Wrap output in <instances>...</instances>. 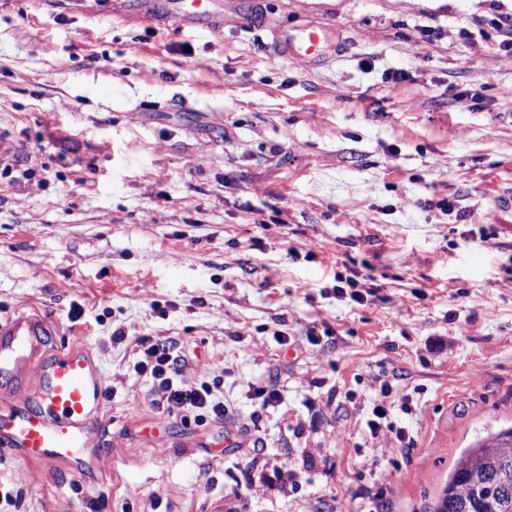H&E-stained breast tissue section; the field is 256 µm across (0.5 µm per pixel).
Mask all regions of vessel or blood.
<instances>
[{
    "label": "vessel or blood",
    "instance_id": "obj_1",
    "mask_svg": "<svg viewBox=\"0 0 512 512\" xmlns=\"http://www.w3.org/2000/svg\"><path fill=\"white\" fill-rule=\"evenodd\" d=\"M136 14L158 27L211 33L223 28L222 0H141ZM271 46L283 59L312 66L336 53L335 26L310 23L297 29L271 27ZM54 330L37 313L0 318V388L29 387L16 404L0 406V447L15 450L35 469L81 460L99 427L103 375L81 350H52ZM36 383H29V375Z\"/></svg>",
    "mask_w": 512,
    "mask_h": 512
}]
</instances>
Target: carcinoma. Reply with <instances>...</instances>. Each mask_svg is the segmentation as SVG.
Returning a JSON list of instances; mask_svg holds the SVG:
<instances>
[{
  "mask_svg": "<svg viewBox=\"0 0 512 512\" xmlns=\"http://www.w3.org/2000/svg\"><path fill=\"white\" fill-rule=\"evenodd\" d=\"M427 512H512V427L461 449Z\"/></svg>",
  "mask_w": 512,
  "mask_h": 512,
  "instance_id": "carcinoma-1",
  "label": "carcinoma"
}]
</instances>
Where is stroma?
<instances>
[{"instance_id":"obj_1","label":"stroma","mask_w":512,"mask_h":512,"mask_svg":"<svg viewBox=\"0 0 512 512\" xmlns=\"http://www.w3.org/2000/svg\"><path fill=\"white\" fill-rule=\"evenodd\" d=\"M112 2L0 0V316L40 312L105 393L85 467L34 483L0 449V512H367L378 492L421 512L512 425V53L491 23L512 0H224L208 34ZM311 22L342 34L328 63L274 54L268 25ZM338 270L374 301L326 293ZM143 336L230 419L157 415ZM387 380L406 458L364 427ZM277 467L297 488L262 483Z\"/></svg>"}]
</instances>
